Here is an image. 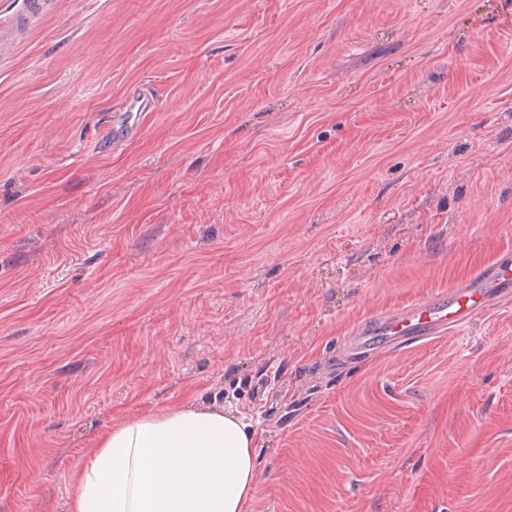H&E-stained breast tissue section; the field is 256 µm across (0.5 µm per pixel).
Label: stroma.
<instances>
[{
  "mask_svg": "<svg viewBox=\"0 0 512 512\" xmlns=\"http://www.w3.org/2000/svg\"><path fill=\"white\" fill-rule=\"evenodd\" d=\"M505 255L512 0H58L0 67V512L181 402L246 512H512V303L336 359Z\"/></svg>",
  "mask_w": 512,
  "mask_h": 512,
  "instance_id": "obj_1",
  "label": "stroma"
}]
</instances>
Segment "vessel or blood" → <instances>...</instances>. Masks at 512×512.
Segmentation results:
<instances>
[{"label":"vessel or blood","instance_id":"obj_1","mask_svg":"<svg viewBox=\"0 0 512 512\" xmlns=\"http://www.w3.org/2000/svg\"><path fill=\"white\" fill-rule=\"evenodd\" d=\"M57 0H0V62L33 27L55 11ZM512 300V259L502 258L483 268L460 287L374 316L357 325L341 353L366 360L385 348L414 343L458 331L497 302Z\"/></svg>","mask_w":512,"mask_h":512}]
</instances>
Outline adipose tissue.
<instances>
[{
	"label": "adipose tissue",
	"instance_id": "ef3b65f1",
	"mask_svg": "<svg viewBox=\"0 0 512 512\" xmlns=\"http://www.w3.org/2000/svg\"><path fill=\"white\" fill-rule=\"evenodd\" d=\"M257 440L241 415L202 404L139 414L101 434L72 477V512H245Z\"/></svg>",
	"mask_w": 512,
	"mask_h": 512
}]
</instances>
